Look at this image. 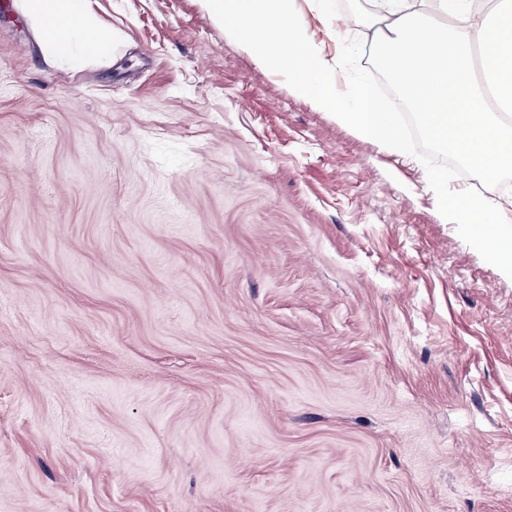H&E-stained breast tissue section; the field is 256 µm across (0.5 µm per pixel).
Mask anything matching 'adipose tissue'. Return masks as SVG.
Listing matches in <instances>:
<instances>
[{
  "instance_id": "adipose-tissue-1",
  "label": "adipose tissue",
  "mask_w": 512,
  "mask_h": 512,
  "mask_svg": "<svg viewBox=\"0 0 512 512\" xmlns=\"http://www.w3.org/2000/svg\"><path fill=\"white\" fill-rule=\"evenodd\" d=\"M372 29L360 49L391 61L400 91L396 108L411 109L423 134L453 150L487 183L512 169V0L494 11L474 0H370ZM47 61L77 70L108 56L112 36L99 27L89 0H18Z\"/></svg>"
}]
</instances>
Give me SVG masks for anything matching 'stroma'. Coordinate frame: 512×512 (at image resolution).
Returning <instances> with one entry per match:
<instances>
[{"label": "stroma", "mask_w": 512, "mask_h": 512, "mask_svg": "<svg viewBox=\"0 0 512 512\" xmlns=\"http://www.w3.org/2000/svg\"><path fill=\"white\" fill-rule=\"evenodd\" d=\"M0 0V512H512V280L415 157L200 0ZM21 14L35 29L47 61L69 69L92 58L108 56L112 35L92 17L88 0H16Z\"/></svg>", "instance_id": "1"}]
</instances>
